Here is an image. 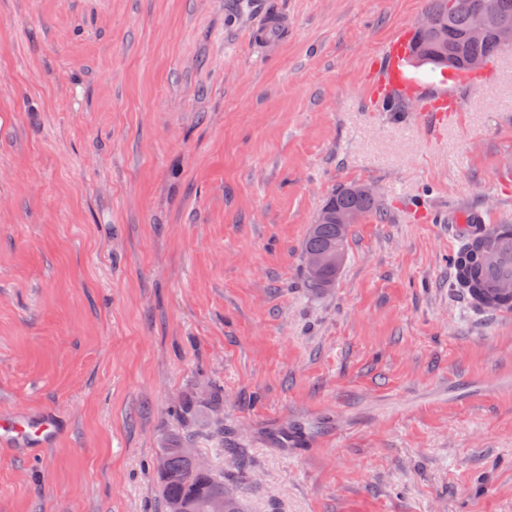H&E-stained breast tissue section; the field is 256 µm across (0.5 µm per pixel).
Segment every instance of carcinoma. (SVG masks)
Instances as JSON below:
<instances>
[{
    "label": "carcinoma",
    "mask_w": 512,
    "mask_h": 512,
    "mask_svg": "<svg viewBox=\"0 0 512 512\" xmlns=\"http://www.w3.org/2000/svg\"><path fill=\"white\" fill-rule=\"evenodd\" d=\"M430 22L428 31L413 34L408 59L431 70H453L455 75L468 70L467 62L478 58L490 63L505 51L498 40L499 30L512 28V0H426L422 12ZM480 24L484 36L479 40L468 37V31ZM382 204L375 190L367 185L350 183L332 192L322 207L315 224L311 225L304 242V256L318 254L324 265L317 274L306 272L308 285L315 289L330 287L336 280V250H345L349 228L336 224V215L354 212L362 216L379 214ZM185 438L177 439L159 449L157 460L163 470H155L166 512L176 505L193 504V512H212L213 503H226L224 512H241V502L235 489L224 482V472L213 467L200 469L197 453Z\"/></svg>",
    "instance_id": "obj_1"
}]
</instances>
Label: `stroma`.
<instances>
[{
  "instance_id": "obj_1",
  "label": "stroma",
  "mask_w": 512,
  "mask_h": 512,
  "mask_svg": "<svg viewBox=\"0 0 512 512\" xmlns=\"http://www.w3.org/2000/svg\"><path fill=\"white\" fill-rule=\"evenodd\" d=\"M423 8L0 0V418L61 420L0 454V512H165L174 434L250 463L244 512H512V318L450 262L456 211L512 220V53L449 80L453 120L379 111L378 50ZM353 182L387 209L309 288L306 231ZM451 265L455 279L461 288H464V292L472 307L479 311L494 315H512L511 289L509 292L506 290L502 294H497L492 292L490 288L479 287L475 280H473L472 284L467 283L466 271L459 266L456 255L452 256ZM59 429V418L51 411L15 414L0 419V447L35 456L39 449L56 441Z\"/></svg>"
}]
</instances>
